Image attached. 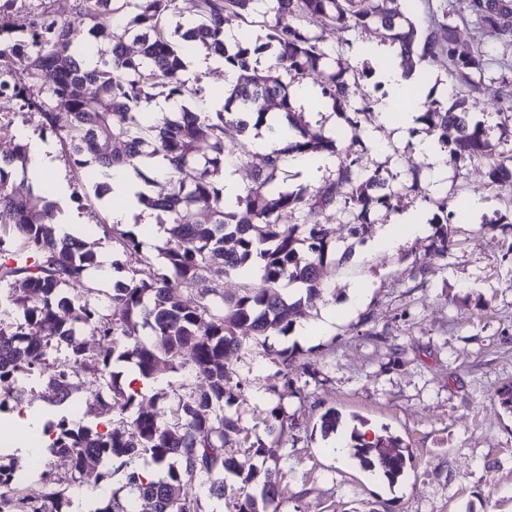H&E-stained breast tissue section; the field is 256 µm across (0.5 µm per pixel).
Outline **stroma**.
<instances>
[{"label":"stroma","instance_id":"obj_1","mask_svg":"<svg viewBox=\"0 0 512 512\" xmlns=\"http://www.w3.org/2000/svg\"><path fill=\"white\" fill-rule=\"evenodd\" d=\"M311 30L331 67L358 73L351 106L366 95L386 97L364 55L365 48L384 42L382 29L315 24ZM458 31L488 59L470 117L483 122L498 151L512 153V103L502 98L504 86L512 85V67L500 63L502 56L512 57V47L504 48L497 29L474 21ZM305 119L311 131L337 136L336 164L355 154L367 173L380 167L402 180L420 171L428 196L401 197L394 211L379 212L360 236L350 235L345 211L327 212L337 246L351 247L352 254L326 268L327 288L306 303L302 320L316 323L327 310H337L328 331L303 336L294 328L271 337L266 347L256 344L249 327L238 331L243 349L229 356L241 383L234 408L256 436L265 437L274 405L267 392L275 372L268 349L292 350L296 361L282 402L288 424L275 432L288 455L274 476L280 512H512V413L497 401L498 391L512 385V197L490 187L481 163L459 169L446 162L434 170L416 149L426 130L413 136L374 114L354 133L329 107ZM40 132L38 114L20 110L12 98L0 99V157ZM55 152L64 195H57L54 180L36 188L20 172L12 187L19 195L39 189L83 217L81 236L97 266L108 271L101 276L88 270L68 292L81 302L90 286L103 302L121 278L113 267L120 254L100 230L111 223L112 206L95 196L63 143ZM441 197L457 205L454 245L444 258L431 249L433 202ZM410 212L424 232L392 250L373 249L380 228ZM330 408L343 426L338 436L325 438L320 417ZM363 425L388 431L410 448L413 458L395 485L378 484L350 455L333 453L335 443H349L353 429Z\"/></svg>","mask_w":512,"mask_h":512}]
</instances>
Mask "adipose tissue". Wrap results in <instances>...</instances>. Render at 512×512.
I'll return each instance as SVG.
<instances>
[{
    "label": "adipose tissue",
    "instance_id": "adipose-tissue-1",
    "mask_svg": "<svg viewBox=\"0 0 512 512\" xmlns=\"http://www.w3.org/2000/svg\"><path fill=\"white\" fill-rule=\"evenodd\" d=\"M396 53V47L376 44L371 47L369 56L379 80L388 90L387 96L380 104L381 122L394 121L401 128L407 129L415 123V110L407 104V90L411 84L420 81L422 75L416 71L407 75L401 67L392 65L391 60ZM106 182L110 187V197L117 201L112 209L113 223L126 224L134 217L142 215L140 198L150 194V186L125 172L111 174Z\"/></svg>",
    "mask_w": 512,
    "mask_h": 512
}]
</instances>
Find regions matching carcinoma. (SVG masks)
Here are the masks:
<instances>
[{"mask_svg": "<svg viewBox=\"0 0 512 512\" xmlns=\"http://www.w3.org/2000/svg\"><path fill=\"white\" fill-rule=\"evenodd\" d=\"M73 19H59L49 6L41 18L47 28L33 30L30 52L19 61L18 76L5 68L13 45L0 42V90L14 88L13 98L41 118V130L54 133L67 146L76 170L104 194L108 169H131L154 187L140 201L157 212L168 234L162 261L143 254L135 233L120 224L103 227L125 257L126 280L112 289L108 301L77 304L65 287L79 282L95 261L86 243L60 236L55 224L56 204L40 194L17 195L9 188L12 172L26 169L24 144L0 161V245L12 244L14 262L0 263V283L21 284L0 291V415L21 412V379L46 381L56 403L70 398L72 380L92 379L90 398L81 409L84 423L65 411L42 421L39 469H18L15 454L0 448V512H70V489L83 483L91 471L114 461L123 468V487L153 503V512H211L212 499L229 498V512H277V492L271 481L283 458L280 445L251 439L241 417L224 413V404L240 394L226 355L241 348L237 330L247 325L255 336L284 334L302 315L303 300L283 293L291 285L305 287L307 297L324 285L323 267L336 256V243L324 224L327 210L341 205L350 215L348 225L360 234L380 209L392 210L404 194L425 196L420 173L414 171L394 191V175L376 169L363 173L360 159L348 158L337 178L305 199L273 187L291 154L336 152V138L310 130L286 77H316L324 103L347 106L348 68L329 72L326 52L309 25L318 20L341 29L381 26L392 44L400 47L402 63L414 54L442 55L450 77L459 85L448 107L423 102L419 120L448 152L455 167L482 161L490 184L512 191V156L494 151L485 128L467 119L469 101L476 100L484 55L460 41L448 11L423 28L408 16L404 0H272L273 17L266 23L267 42L252 43L249 32L229 46L224 41V17L244 21L257 0H138L132 17L124 13L126 0H76ZM460 19L469 17L501 31L512 45V0H466ZM133 39L138 51H127ZM201 47L224 65L241 71L224 91L219 112H199L182 105L198 90L183 79L185 60ZM274 62L263 73L254 64L266 50ZM53 69L58 79L49 87V100L28 95L29 84ZM95 87L92 92L87 86ZM163 96L179 104V111L151 113L146 106ZM272 102L292 133L282 150L263 158L259 168L242 169L244 188L235 200L224 197L226 127L244 132L266 125ZM374 111L366 95L359 106L344 113L348 127L358 130ZM121 148L116 150L113 144ZM159 158L166 171H146V161ZM213 215L209 224L194 220L198 205ZM442 217L432 243L445 257L451 246L448 224L454 216L448 198L435 201ZM303 208L310 222L281 224L280 213ZM259 262V278L241 293L215 306L208 295L213 283L252 268ZM199 289L194 305L184 293ZM92 329L106 345L88 352L80 330ZM278 365L276 382L268 393L288 394V352H273ZM120 362H132L138 379L153 377L160 362L195 376L200 384L178 394L167 417L155 404L140 406L127 421L125 410L135 406L139 393L121 382ZM243 433L237 447L250 456L241 460L228 450L227 431ZM351 455L369 471L379 468L394 484L404 472L409 448L392 435L367 441L356 432ZM67 458L70 468L56 472L49 457ZM261 458V464L252 457ZM45 487L44 502L30 501L28 478ZM119 491L92 495L88 512H129Z\"/></svg>", "mask_w": 512, "mask_h": 512, "instance_id": "1", "label": "carcinoma"}]
</instances>
